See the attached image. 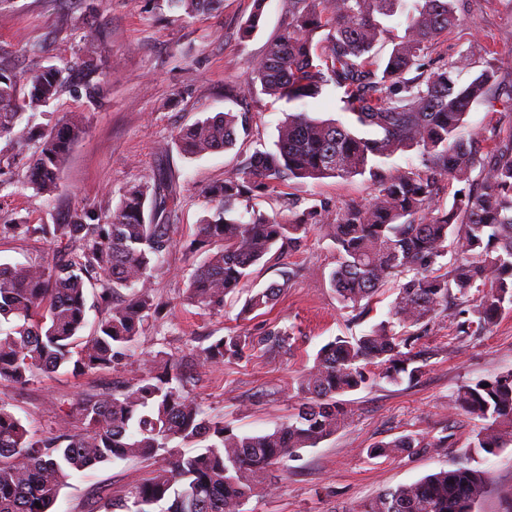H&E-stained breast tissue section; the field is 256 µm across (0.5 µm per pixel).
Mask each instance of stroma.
Here are the masks:
<instances>
[{
    "label": "stroma",
    "instance_id": "obj_1",
    "mask_svg": "<svg viewBox=\"0 0 512 512\" xmlns=\"http://www.w3.org/2000/svg\"><path fill=\"white\" fill-rule=\"evenodd\" d=\"M255 8L254 0H223L217 12L190 17L168 8L165 0H0V56L19 75L38 64L29 51L36 43L43 44L50 57H81L83 33L73 29L71 19L96 16L92 34L105 48L102 80L109 90L102 107L67 91L37 114L35 126L47 128L64 113L81 112L86 130L54 195L38 194L27 185L24 170L13 171L11 185L0 188V225L59 224L77 208L107 209L119 202L126 188L159 169L169 171L177 188L174 245L152 282V295L164 303V315L150 319L122 364L80 376L63 369L41 374L23 390L0 381V401L34 435L54 431L60 413L73 412L82 394L135 383L147 360L157 354L179 362L188 395L208 418L238 432H263L293 413L297 402L288 385L312 365L324 344L339 335L360 334L385 319L393 298L387 287L373 301L366 322L354 321L351 311L341 309L325 280L334 266L330 242L317 230L300 248L256 272V289L279 280L281 272L289 274L287 289L265 314L241 317L246 299L242 293L226 297L217 310L200 309L187 299V278L204 257L193 245L196 226L215 213L205 189L234 173L240 155L231 150L182 157L174 145L178 131L218 112L250 111L255 141L269 146L285 112L304 109L315 118L344 117L340 95L334 91L305 106L244 94L254 59L288 16V0H266L258 30L250 40H241L240 29ZM476 42L489 46L502 68L490 104L473 106L468 121L475 128L496 127L505 139L512 135V0H462L458 25L438 38L431 57L451 60ZM290 191L343 207L366 202L373 185L368 176L355 175L294 185ZM62 254L59 244L41 237L0 234L1 263L50 266ZM275 324L292 327L290 353L209 365L192 352L228 332L257 334ZM419 348L425 364L419 383L379 381L349 395L348 424L316 447L301 449L277 472L268 492L246 502L244 512H349L384 488L446 468L480 426L479 419L453 408V396L461 386L512 369V311L484 336L466 340L456 339L450 317L440 312ZM403 434L444 435L448 449L369 458V448ZM475 465L492 478L475 512H512V446ZM155 467L152 461L117 460L79 473L62 490L55 510L105 512L103 495H127Z\"/></svg>",
    "mask_w": 512,
    "mask_h": 512
}]
</instances>
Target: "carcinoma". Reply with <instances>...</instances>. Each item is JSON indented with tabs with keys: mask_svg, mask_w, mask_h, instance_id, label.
I'll return each instance as SVG.
<instances>
[{
	"mask_svg": "<svg viewBox=\"0 0 512 512\" xmlns=\"http://www.w3.org/2000/svg\"><path fill=\"white\" fill-rule=\"evenodd\" d=\"M166 2L189 16L221 4ZM457 2L288 0V22L254 59L244 91L294 103L332 86L343 90L353 122L287 114L273 147L242 155L234 174L208 187L216 212L197 227L195 245L206 256L191 273L187 291L199 307L224 304L274 249L301 245L318 224L332 243L335 267L328 283L338 303L364 320L373 299L393 283L387 319L323 345L313 366L288 386L299 399L297 412L262 433H238L207 418L168 360L149 366L121 390L82 396L78 430L66 414L54 432L36 438L0 402V512H51L73 476L102 463L161 455L164 464L127 499L108 501V512H151L164 499L170 500L167 512H241L298 450L346 426L351 410L345 396L378 380L420 381L425 365L417 345L448 301L456 306L459 338L484 335L512 309V135L504 140L496 129H472L467 121L472 106L491 104L488 91L498 69L459 83L475 59L491 54L482 44L440 65L426 61L439 35L459 21ZM397 15L405 18V35L382 59L376 47L386 42L387 22ZM261 17L259 0L242 39L256 32ZM104 65L103 50L91 39L77 66L49 63L19 79L0 63V139L12 148L0 157V185L21 165L33 189L54 193L64 162L84 134L83 117L69 113L41 131L22 125L24 115L49 106L70 86L83 88L88 101L100 105ZM252 126V113L229 110L182 128L175 141L188 157L228 151L240 139L249 141ZM410 151L418 152L421 166L392 173L380 167L382 160ZM364 174L374 184L365 204L337 210L322 201L305 206L290 198L286 219L254 209L237 213L238 203L290 181ZM175 196V184L160 170L127 188L102 224L88 223L91 212L75 210L64 224L0 225L65 245V258L51 267L0 263V380L25 389L40 373L66 369L81 375L110 369L128 356L149 318L160 314L150 285L173 246L169 220ZM147 208L157 221H146ZM281 277L250 294L242 314L273 305L288 285V272ZM97 284L102 317L85 336L86 290ZM293 339L292 328L273 325L259 336L230 332L193 351L204 364H222L290 351ZM454 406L483 420L458 459L418 481L387 488L352 512H473L490 475L470 460L495 456L512 444V370L461 387ZM197 439L207 445L194 455L174 446ZM414 448L443 452L448 437L402 435L368 452L388 458Z\"/></svg>",
	"mask_w": 512,
	"mask_h": 512,
	"instance_id": "1",
	"label": "carcinoma"
}]
</instances>
